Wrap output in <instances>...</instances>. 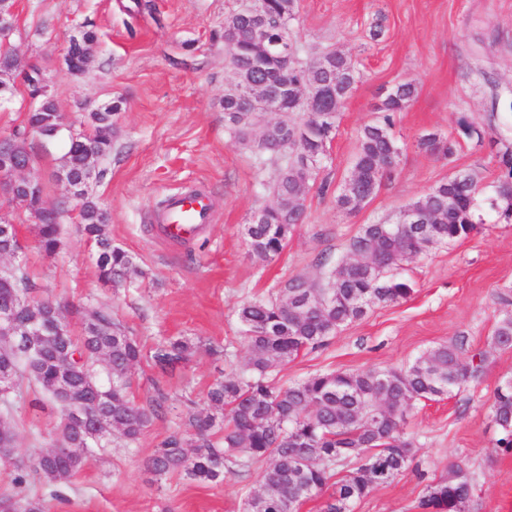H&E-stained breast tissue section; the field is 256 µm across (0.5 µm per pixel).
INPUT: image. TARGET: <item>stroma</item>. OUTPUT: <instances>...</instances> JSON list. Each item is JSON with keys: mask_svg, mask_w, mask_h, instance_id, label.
Wrapping results in <instances>:
<instances>
[{"mask_svg": "<svg viewBox=\"0 0 512 512\" xmlns=\"http://www.w3.org/2000/svg\"><path fill=\"white\" fill-rule=\"evenodd\" d=\"M239 0H13L10 42L24 61L41 68L61 121L85 129L90 112L117 101L111 157L88 193L108 215L113 244L130 252L141 277L124 288L98 279L95 251L79 223L80 201L56 176L64 140L37 144L29 178L46 186V202L65 203L62 245L48 257L38 249L37 226L24 205L9 206L40 296L63 305L110 310L145 356L131 374V394L143 404L155 387L169 402L140 439H111L87 452L73 477L40 489L46 512H242L246 488L264 463L250 462L217 482L184 475L157 477L146 458L175 432L187 431L188 410L208 412V387L248 355L239 307L274 297L291 276H318L347 253L362 225L395 222L401 208L459 170L474 176L481 197L506 169L499 150L512 147V0H297L291 23L298 57L307 62L328 49L350 54L360 79L346 103L327 158L310 184L306 219L282 254L264 261L249 251L243 226L272 202L276 161L241 147L224 114V18ZM98 42L85 71L68 72L63 57L83 23ZM415 81L418 93L394 113L392 133L402 152L390 180L353 214L339 211L321 181L339 186L352 169L360 130L372 122L383 89ZM470 123L478 137L467 136ZM457 141L453 158L417 146L421 134ZM195 187L213 204L203 234L183 244L157 230L161 200ZM467 239L405 262L413 288L395 304L373 306L340 327L326 344L302 351L280 371L296 382L323 371L402 367L428 348L461 341L462 356L484 351L483 376L451 395L415 402L405 433L415 467L380 486L353 512H420L427 483L450 463L473 474L470 512H512V454L503 453L491 419L496 388L512 378V349L495 350L498 321L512 314V224L489 206ZM195 345L173 376H159L149 358L172 337ZM15 456L29 460L53 447L60 410L35 409L15 398Z\"/></svg>", "mask_w": 512, "mask_h": 512, "instance_id": "stroma-1", "label": "stroma"}]
</instances>
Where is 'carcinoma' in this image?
Listing matches in <instances>:
<instances>
[{
	"instance_id": "cac0c4a2",
	"label": "carcinoma",
	"mask_w": 512,
	"mask_h": 512,
	"mask_svg": "<svg viewBox=\"0 0 512 512\" xmlns=\"http://www.w3.org/2000/svg\"><path fill=\"white\" fill-rule=\"evenodd\" d=\"M295 0H262L260 23L269 41L291 35ZM254 21L240 10L224 18V39L236 41V48L224 57L233 81L224 92V112L235 126L237 143L245 149L268 145L278 147L276 158L284 161L275 174L273 202L260 208L256 219L245 225L251 252L272 260L288 244L296 227L303 223L305 201L315 168H303L304 155L323 160L327 145L335 136L342 109L352 95L359 70L357 61L340 51L323 54L324 65L313 68L276 52L261 58L253 38ZM97 41L96 33L85 28L70 39L76 59L72 72L84 71L81 51ZM15 71V53L0 45V107L10 104L17 92L5 81ZM262 79L269 85L284 84L280 109L286 118L266 125L259 140L252 138L254 119L251 83ZM320 92L334 88L333 112L318 117L303 111L299 92L308 87ZM417 94L412 80L395 83L375 106L378 117L365 125L358 137L353 167L341 190L336 207L346 213L358 209L377 195L384 180L391 178L401 147L391 133L392 115L404 110ZM119 105H108L89 115L90 131L78 140H66L60 174L70 178L76 154L84 146L105 158L112 154V116ZM60 115L49 96L27 113L23 127L14 130V144L23 155H33L29 135L42 141L59 138ZM302 133H297V130ZM418 146L432 154L452 157L456 143L437 133H427ZM507 175L494 185L492 205L503 204L502 215L512 219V151L502 154ZM45 188L31 196L28 210L38 223V244L52 256L61 247V219L64 209L52 208L45 215ZM408 209L427 220L428 238L421 239L405 224H364L348 245L347 255L332 266L325 281L296 275L285 281L275 297L252 300L238 309L246 327L248 356L238 368L224 375L207 391L215 413L188 412L191 431L173 433L145 460V469L158 476L185 473L193 479L222 481L244 461L268 463L260 484L246 492L245 506L255 512H297V506L313 495L326 494L321 512H351L352 505L376 486L386 485L406 472L413 461L412 442L403 426L414 402L434 400L478 378L488 362L485 352L464 360L456 343H441L423 352L405 367H384L354 371L318 372L300 382L281 385L278 368L300 352L325 345L336 330L362 318L366 311L357 306L394 304L413 292L398 270L404 258L422 250V242L438 247L467 238L478 224V190L454 177L416 198ZM87 240L95 248L100 281L118 287L142 275L134 257L112 245L106 232L107 215L92 199H85L79 211ZM27 260L20 255L13 271L0 279V308L12 307L23 316L35 311L46 320L56 319L59 305L37 297ZM494 348L512 349V315L499 320ZM15 340L0 339V371L12 376V393L32 391V403L46 398L58 403L62 393L94 403V418L101 436L115 435L127 442L140 439L152 420L165 410L167 394L156 388L147 405L136 404L129 395V373L143 357L140 343L116 323L104 309L82 311L79 333L49 339L40 354L31 356L15 350ZM194 345L185 338L157 345L151 360L161 373H171L189 360ZM105 362L108 385L99 383L94 366ZM13 401L0 394V440L15 442L10 421ZM492 421L501 438L499 447L512 453V380L499 386L491 404ZM65 439L78 455L89 447L85 424L70 420L63 424ZM356 459L359 465L342 479H336L340 462ZM81 465L51 451L30 464L16 467L15 486L51 485L75 474ZM473 479L459 463L448 466L446 475L427 485L419 500L421 512H461L473 496Z\"/></svg>"
}]
</instances>
